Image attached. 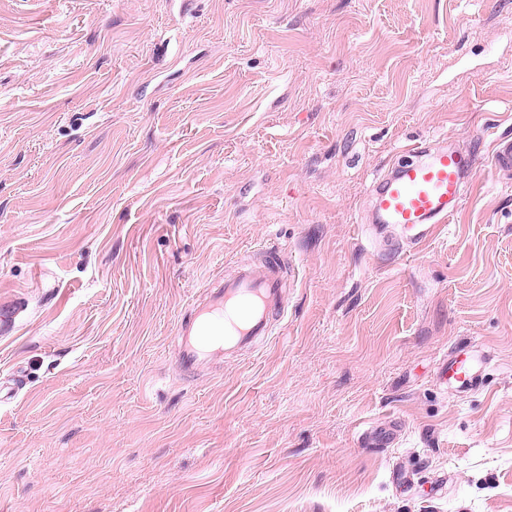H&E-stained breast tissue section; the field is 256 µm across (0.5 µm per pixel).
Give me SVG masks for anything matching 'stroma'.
<instances>
[{"mask_svg":"<svg viewBox=\"0 0 512 512\" xmlns=\"http://www.w3.org/2000/svg\"><path fill=\"white\" fill-rule=\"evenodd\" d=\"M504 137L512 0H0V512H512ZM438 138L478 169L408 251L369 188ZM272 243L269 343L180 371L192 299ZM484 353L456 349L444 364L443 379L448 388L456 392L472 391L481 379V369L474 361L482 362Z\"/></svg>","mask_w":512,"mask_h":512,"instance_id":"1","label":"stroma"}]
</instances>
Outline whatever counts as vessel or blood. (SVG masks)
<instances>
[{
	"label": "vessel or blood",
	"mask_w": 512,
	"mask_h": 512,
	"mask_svg": "<svg viewBox=\"0 0 512 512\" xmlns=\"http://www.w3.org/2000/svg\"><path fill=\"white\" fill-rule=\"evenodd\" d=\"M477 164L474 150L452 141L408 145L370 187L371 223L398 227L406 247L420 249L459 211ZM290 270L285 249L274 244L262 259L237 262L213 279L179 325L182 367L195 370L218 358H237L267 342L288 310ZM479 358L472 350L449 356L443 374L449 389L469 392L477 386Z\"/></svg>",
	"instance_id": "obj_1"
}]
</instances>
